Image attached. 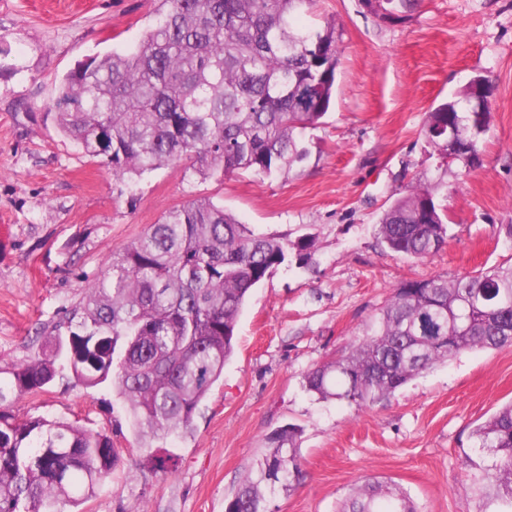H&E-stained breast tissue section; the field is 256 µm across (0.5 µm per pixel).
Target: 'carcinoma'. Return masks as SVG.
<instances>
[{"label":"carcinoma","mask_w":512,"mask_h":512,"mask_svg":"<svg viewBox=\"0 0 512 512\" xmlns=\"http://www.w3.org/2000/svg\"><path fill=\"white\" fill-rule=\"evenodd\" d=\"M153 23L131 50L91 58L57 87V131L113 176L131 180L184 158L203 179L235 173L271 177L308 154L303 132L330 109L339 61L336 26L308 28L312 0H160ZM416 0L368 7L393 22ZM491 109L476 111L471 84L427 113L438 150L448 124L460 129L457 162L471 168ZM112 133L109 151L100 134ZM381 242L425 259L448 239L433 189L418 181L385 209ZM311 237L257 233L224 205L197 197L167 210L87 281L68 335L44 336L38 351L0 370V512H62L92 497L120 460L112 438L77 422L19 419L13 406L70 375L109 387L142 448L191 431L195 416L236 345L250 292L290 255L309 260ZM512 346V266L452 277L412 279L369 326L367 337L308 371V392L364 406L448 357ZM299 431L276 430L257 474L243 480L225 512H267L265 492L299 469ZM472 436L495 463L467 474L479 512H512V403ZM342 512H416L401 488L367 482Z\"/></svg>","instance_id":"1"}]
</instances>
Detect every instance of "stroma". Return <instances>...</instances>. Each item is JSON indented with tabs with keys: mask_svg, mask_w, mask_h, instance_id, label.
<instances>
[{
	"mask_svg": "<svg viewBox=\"0 0 512 512\" xmlns=\"http://www.w3.org/2000/svg\"><path fill=\"white\" fill-rule=\"evenodd\" d=\"M159 0H0V369L66 329L86 278L168 209L210 197L259 233L310 235L255 288L237 321L234 356L194 420L171 437L172 473H154L123 406L74 378L26 397L18 417L105 430L120 461L80 512H225L256 471L274 430L294 425L300 473L268 491V512H338L371 478L400 485L418 512H477L467 463L491 456L475 425L512 402V346L465 351L366 406L321 400L307 371L362 340L365 325L408 279L512 265V0H420L386 22L362 0H313L303 22L336 24L333 105L307 130V158L273 178L200 180L186 162L116 179L56 130V88L78 62L141 39ZM493 85L480 160L466 169L425 138L426 114L476 76ZM437 185L448 240L426 259L387 250L378 219L411 182Z\"/></svg>",
	"mask_w": 512,
	"mask_h": 512,
	"instance_id": "obj_1",
	"label": "stroma"
}]
</instances>
